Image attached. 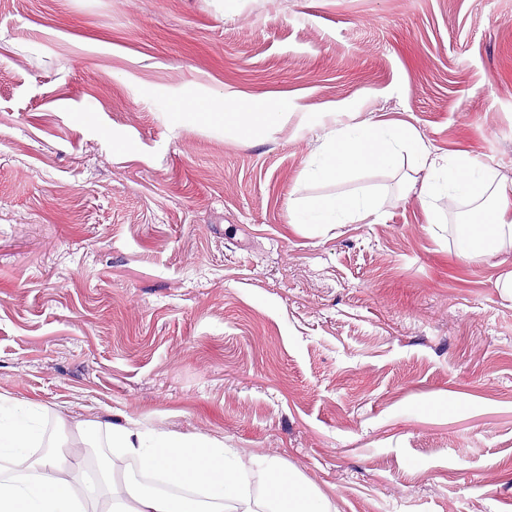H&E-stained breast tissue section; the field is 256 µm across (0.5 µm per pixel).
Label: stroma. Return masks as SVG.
<instances>
[{"mask_svg":"<svg viewBox=\"0 0 512 512\" xmlns=\"http://www.w3.org/2000/svg\"><path fill=\"white\" fill-rule=\"evenodd\" d=\"M244 101L285 117L240 137ZM339 112L512 178V0H0V395L222 440L334 512H512V246L428 223L407 157L304 180ZM376 203L368 197L345 201L322 198L313 203L302 201L288 204L289 223L308 225L351 224L374 213Z\"/></svg>","mask_w":512,"mask_h":512,"instance_id":"35a3bbf8","label":"stroma"}]
</instances>
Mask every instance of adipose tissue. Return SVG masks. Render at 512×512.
Masks as SVG:
<instances>
[{"mask_svg": "<svg viewBox=\"0 0 512 512\" xmlns=\"http://www.w3.org/2000/svg\"><path fill=\"white\" fill-rule=\"evenodd\" d=\"M282 118L275 106L258 112L245 101L236 111L225 113L224 123L247 136L276 128ZM404 151L427 171L416 194L428 221L436 219L433 200L443 198L453 205L489 189L492 170L483 162L465 154H436L412 125L369 118L338 121L326 128L317 138L304 176L333 180L356 169L391 164ZM492 189L499 201L496 215L490 218L474 211L470 233L483 244L512 242V179L500 177ZM375 210V201L368 197L322 198L289 204L288 217L293 224H350ZM36 416L34 404L0 397V512H90L103 485L109 491L105 512H332L325 496L305 486L279 461H265L270 493L256 498L242 482L255 459L241 456L222 441L148 429L133 418L109 426L112 454L100 471V483L83 482L67 457L34 456V449L43 445ZM127 459L138 461L144 472L166 484L182 488V495L155 492L132 479L115 482L116 470Z\"/></svg>", "mask_w": 512, "mask_h": 512, "instance_id": "ef3b65f1", "label": "adipose tissue"}]
</instances>
